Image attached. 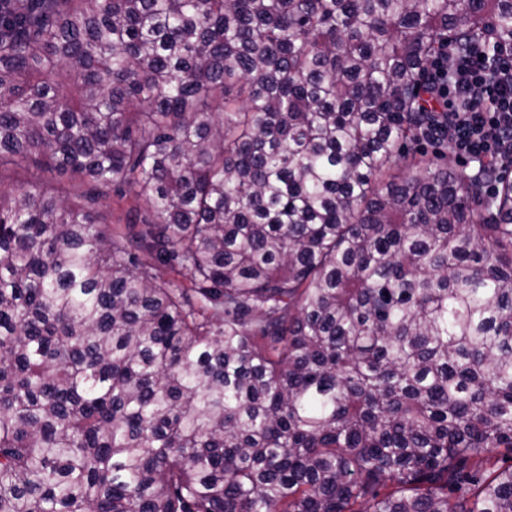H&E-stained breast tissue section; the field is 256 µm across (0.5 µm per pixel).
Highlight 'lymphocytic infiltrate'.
I'll return each mask as SVG.
<instances>
[{
	"label": "lymphocytic infiltrate",
	"mask_w": 512,
	"mask_h": 512,
	"mask_svg": "<svg viewBox=\"0 0 512 512\" xmlns=\"http://www.w3.org/2000/svg\"><path fill=\"white\" fill-rule=\"evenodd\" d=\"M425 84L444 104L443 116L426 126L427 138L447 143L461 162L488 163L494 175L482 193L496 197L499 174L512 169V42L482 36L463 52L444 43Z\"/></svg>",
	"instance_id": "1"
}]
</instances>
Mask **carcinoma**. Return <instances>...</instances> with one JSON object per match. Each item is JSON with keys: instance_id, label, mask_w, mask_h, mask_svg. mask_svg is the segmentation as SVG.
Here are the masks:
<instances>
[{"instance_id": "cac0c4a2", "label": "carcinoma", "mask_w": 512, "mask_h": 512, "mask_svg": "<svg viewBox=\"0 0 512 512\" xmlns=\"http://www.w3.org/2000/svg\"><path fill=\"white\" fill-rule=\"evenodd\" d=\"M487 32L0 0V512H512V182L417 151Z\"/></svg>"}]
</instances>
